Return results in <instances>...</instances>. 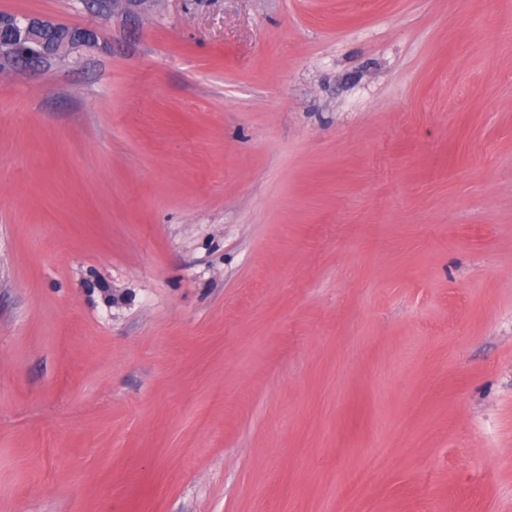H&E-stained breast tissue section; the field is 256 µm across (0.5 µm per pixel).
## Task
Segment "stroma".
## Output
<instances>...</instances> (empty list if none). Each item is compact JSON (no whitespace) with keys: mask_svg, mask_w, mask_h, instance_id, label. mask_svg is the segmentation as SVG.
Listing matches in <instances>:
<instances>
[{"mask_svg":"<svg viewBox=\"0 0 512 512\" xmlns=\"http://www.w3.org/2000/svg\"><path fill=\"white\" fill-rule=\"evenodd\" d=\"M1 13L0 512H512V5ZM97 37V32L91 29L19 16L11 20L6 32L0 26V59L49 69L73 50L92 47Z\"/></svg>","mask_w":512,"mask_h":512,"instance_id":"stroma-1","label":"stroma"}]
</instances>
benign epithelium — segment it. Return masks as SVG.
Here are the masks:
<instances>
[{"instance_id": "7a95c632", "label": "benign epithelium", "mask_w": 512, "mask_h": 512, "mask_svg": "<svg viewBox=\"0 0 512 512\" xmlns=\"http://www.w3.org/2000/svg\"><path fill=\"white\" fill-rule=\"evenodd\" d=\"M97 37L91 29L19 16L11 20L9 29L0 26V59L49 69L73 50L93 46Z\"/></svg>"}]
</instances>
